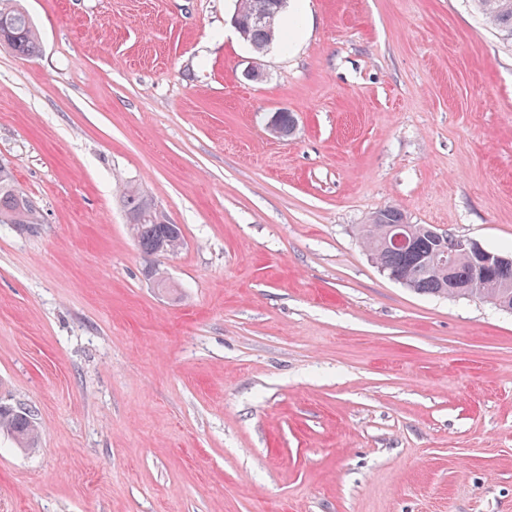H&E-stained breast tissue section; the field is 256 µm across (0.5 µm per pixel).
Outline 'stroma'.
<instances>
[{"label":"stroma","instance_id":"35a3bbf8","mask_svg":"<svg viewBox=\"0 0 512 512\" xmlns=\"http://www.w3.org/2000/svg\"><path fill=\"white\" fill-rule=\"evenodd\" d=\"M23 5L0 164L41 222L0 224V402L42 440L0 432V512H512V313L359 237L394 205L512 253V43L471 0H310L260 56L236 0ZM121 198L127 215L137 218L130 228L143 254L150 256L163 248L175 252L180 249L183 242L181 227L170 224L163 215L159 217L148 197L139 188L126 186ZM0 430H6L22 451L37 448L42 437L31 413L17 406L0 404Z\"/></svg>","mask_w":512,"mask_h":512}]
</instances>
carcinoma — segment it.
Wrapping results in <instances>:
<instances>
[{"mask_svg": "<svg viewBox=\"0 0 512 512\" xmlns=\"http://www.w3.org/2000/svg\"><path fill=\"white\" fill-rule=\"evenodd\" d=\"M480 14L493 26L502 39L512 42V0H472ZM275 12L273 24L250 25L244 40L252 50L261 54L281 38L279 19L283 8L275 0H237L235 13L247 19L257 14ZM0 43L21 56L33 57L40 51L39 32L19 0H0ZM122 205L129 216L137 218L131 225L132 234L140 251L152 255L168 248L179 250L183 242L181 227L157 215L148 197L132 185L124 188ZM0 223L31 227L40 223L34 203L19 191L7 169H0ZM396 226L404 228L410 239L407 248L386 245V239ZM432 226L409 224L403 212L395 206L379 210L372 222L361 230V243L370 252L377 267L385 273H396L411 291L438 297H457L459 293L448 283V269L438 263H426L424 257L436 250H451L455 237L429 235ZM470 297L512 312V291L504 293L494 284L482 288ZM0 430L9 433L17 448L30 451L38 447L42 433L31 413L23 408L0 404Z\"/></svg>", "mask_w": 512, "mask_h": 512, "instance_id": "carcinoma-1", "label": "carcinoma"}]
</instances>
